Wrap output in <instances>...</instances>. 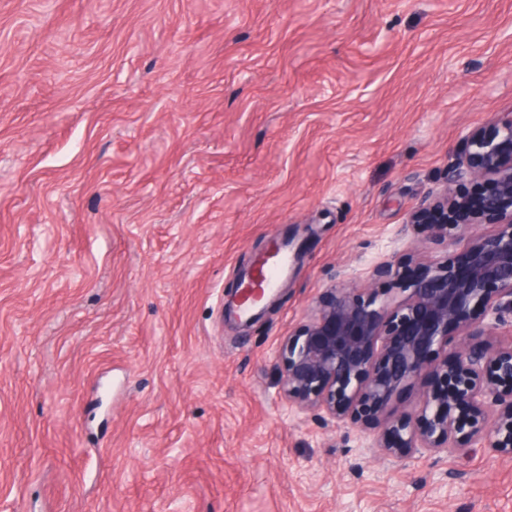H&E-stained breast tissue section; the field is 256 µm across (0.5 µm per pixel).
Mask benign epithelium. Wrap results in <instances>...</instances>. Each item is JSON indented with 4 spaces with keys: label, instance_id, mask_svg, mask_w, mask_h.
Masks as SVG:
<instances>
[{
    "label": "benign epithelium",
    "instance_id": "benign-epithelium-1",
    "mask_svg": "<svg viewBox=\"0 0 512 512\" xmlns=\"http://www.w3.org/2000/svg\"><path fill=\"white\" fill-rule=\"evenodd\" d=\"M485 180L481 197L453 186ZM491 221L494 229L475 225ZM408 223L464 243L466 270L453 258L403 278L388 261L370 272L392 279L403 301L390 307L374 290L332 288L317 316L288 336L279 352L281 397L302 411L323 412L336 423L373 428L374 416L402 388L426 376L419 424L403 415L377 432L388 459L414 453H452L474 442L512 457V340L489 341L512 318V114L490 130L464 137V150L445 183L429 193ZM453 348H448V345ZM441 350L431 361L424 351Z\"/></svg>",
    "mask_w": 512,
    "mask_h": 512
}]
</instances>
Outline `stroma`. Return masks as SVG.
<instances>
[{
    "mask_svg": "<svg viewBox=\"0 0 512 512\" xmlns=\"http://www.w3.org/2000/svg\"><path fill=\"white\" fill-rule=\"evenodd\" d=\"M510 112L512 0H0V512H512L278 385L329 288L462 255L409 214ZM290 255L287 249L278 248L273 256L271 262L267 260L262 266L261 276L257 283V288L265 290L275 287L278 276L288 269Z\"/></svg>",
    "mask_w": 512,
    "mask_h": 512,
    "instance_id": "35a3bbf8",
    "label": "stroma"
}]
</instances>
